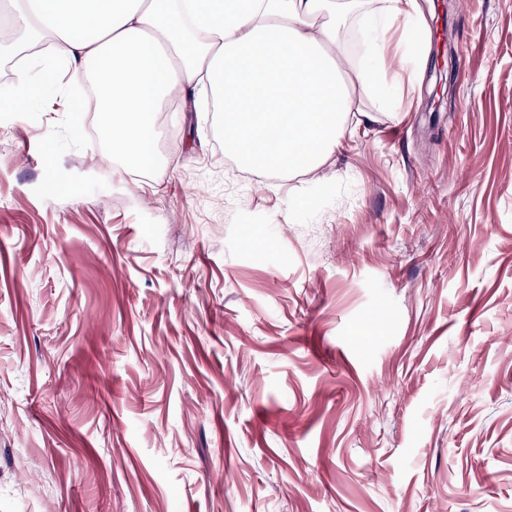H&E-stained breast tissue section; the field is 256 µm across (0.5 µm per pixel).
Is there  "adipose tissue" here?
<instances>
[{"mask_svg":"<svg viewBox=\"0 0 512 512\" xmlns=\"http://www.w3.org/2000/svg\"><path fill=\"white\" fill-rule=\"evenodd\" d=\"M17 12L30 40L51 39L69 85L111 62L100 124L110 157L132 170L156 163L161 106L195 91L222 101L225 149L265 175L320 166L349 116L373 119L352 87L381 78L339 68L336 0H23Z\"/></svg>","mask_w":512,"mask_h":512,"instance_id":"ef3b65f1","label":"adipose tissue"}]
</instances>
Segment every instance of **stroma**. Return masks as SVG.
I'll list each match as a JSON object with an SVG mask.
<instances>
[{
    "label": "stroma",
    "mask_w": 512,
    "mask_h": 512,
    "mask_svg": "<svg viewBox=\"0 0 512 512\" xmlns=\"http://www.w3.org/2000/svg\"><path fill=\"white\" fill-rule=\"evenodd\" d=\"M344 72L375 120L244 174L216 113L101 163L88 91L0 47V512H512V0H418ZM31 75L17 81L18 71Z\"/></svg>",
    "instance_id": "stroma-1"
}]
</instances>
